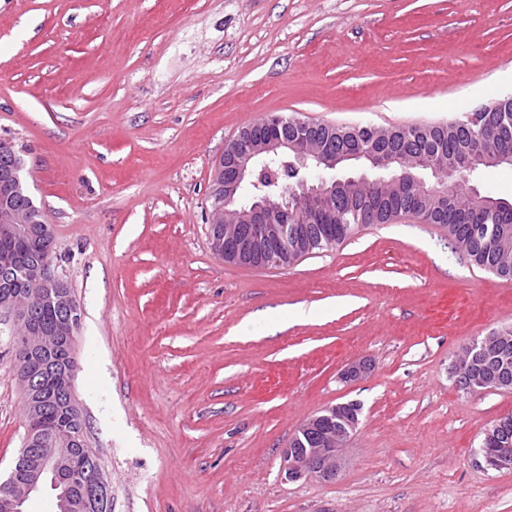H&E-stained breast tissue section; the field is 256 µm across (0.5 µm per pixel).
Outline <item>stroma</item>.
Instances as JSON below:
<instances>
[{
	"label": "stroma",
	"instance_id": "stroma-1",
	"mask_svg": "<svg viewBox=\"0 0 512 512\" xmlns=\"http://www.w3.org/2000/svg\"><path fill=\"white\" fill-rule=\"evenodd\" d=\"M510 92L512 0H0V139L82 308L112 512H512V467L478 452L512 390L450 375L512 325V281L411 216L279 268L225 261L206 223L225 144L266 114L390 128ZM15 354L0 323V478L26 432ZM348 402L341 475L288 479L295 431Z\"/></svg>",
	"mask_w": 512,
	"mask_h": 512
}]
</instances>
